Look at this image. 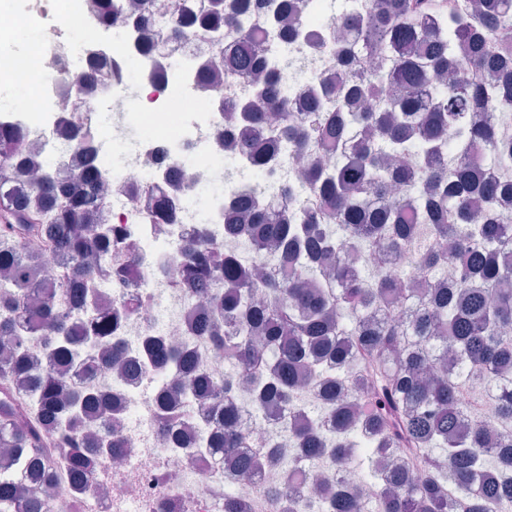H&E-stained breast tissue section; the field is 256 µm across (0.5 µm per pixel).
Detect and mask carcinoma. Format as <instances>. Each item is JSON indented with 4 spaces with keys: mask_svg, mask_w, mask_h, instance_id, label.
<instances>
[{
    "mask_svg": "<svg viewBox=\"0 0 512 512\" xmlns=\"http://www.w3.org/2000/svg\"><path fill=\"white\" fill-rule=\"evenodd\" d=\"M257 2L273 9L275 22L296 16L279 55L264 56L251 0H207L189 15L180 0H167L164 14L178 18V34L235 32L233 55L215 45L211 64L254 77L250 92L224 101V110L250 128L243 146L256 162L267 159L272 115L297 151L320 139L335 161L309 164L300 198L280 186L293 207L288 223L270 222L250 203L232 209L225 226L272 254L264 275L202 239L188 243L174 283L207 301L193 333L249 380L257 420L272 405L307 406L298 399L301 381L318 383L322 404L310 405L312 419L287 429L286 439L311 468L325 457H351L358 483L380 484L382 512L512 506V427L489 447L492 422L464 424L463 401L469 375L480 372L499 400V419L512 420V338L502 334L512 328V290L504 287L512 268L495 262L512 250V234L495 215L496 202L512 197V176L481 177L492 159L512 166V142L498 139L489 118L512 102V48L500 42L512 27V0H473L463 11L435 0H372L366 18L336 9L329 25L354 36L336 45V62L357 68L336 92L309 84L325 53L305 28L321 12L318 0ZM282 69L307 85L312 107L300 127L275 88ZM488 69L497 72L493 82L483 78ZM358 131L362 142L348 147ZM23 140L19 128L0 123V344L9 346L0 354V448L15 463L0 472V512H80L92 455L121 445L110 429L86 431L90 418H107L112 408L96 391L33 367L25 334H41L57 365L81 348L97 351L106 368L125 364L112 324L128 305L100 314L94 285L123 278L126 266L112 257V227L88 224L102 202L90 139L77 143L87 161L77 181L47 171L35 183L22 179L30 173ZM473 195L483 197V211L471 209ZM386 248L418 256L426 272L450 264L466 271L420 292L401 269L372 272L353 259ZM47 256L55 265L48 285L34 275ZM146 349L178 368L175 387L187 398L232 383L160 340ZM347 375L356 388L372 385L371 396L361 401L347 390ZM178 415L176 397L162 398V424L175 427ZM245 440L229 410L203 443L232 452ZM267 462L288 465V483L267 490L288 512H361L354 487L328 486L301 500L294 477L304 482L307 474L285 463L283 448L273 446Z\"/></svg>",
    "mask_w": 512,
    "mask_h": 512,
    "instance_id": "1",
    "label": "carcinoma"
}]
</instances>
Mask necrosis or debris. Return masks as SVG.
Listing matches in <instances>:
<instances>
[{
	"mask_svg": "<svg viewBox=\"0 0 512 512\" xmlns=\"http://www.w3.org/2000/svg\"><path fill=\"white\" fill-rule=\"evenodd\" d=\"M115 2L120 10L112 24L125 30L124 43L104 40L103 26L94 21L97 0H84L80 14L61 15L54 58H47L42 42L12 58L13 79L28 86L31 95L18 110L1 116L0 123L23 129L39 147L40 166L66 175L83 170V155L70 142L77 128L89 129L96 169L108 189L100 221L112 228L114 251L135 258L127 282L103 283L98 303L116 306L128 291L138 293L140 308L124 317L116 336L128 355L140 358V365L118 375L87 352L64 370L68 383L84 381L109 395L112 417L120 423L122 446L118 454L96 456L95 480L82 498V512H214L213 492L224 486V475L232 469L230 457L199 448L205 418L197 411L178 421L179 447L165 441L158 400L173 392L174 375L144 359L145 342L154 338L188 347L200 369L226 374L223 353L190 332L199 315L196 302L169 280L182 245L197 235L245 263H258L250 240L225 237L224 213L236 201L254 196L268 216L280 217L285 197L262 187L282 180L293 154L277 139L268 161L259 165L236 147L239 133L225 135L223 88L235 79L209 82L210 35L176 37L156 15L139 22L127 9L129 0ZM73 28L85 35L78 53L65 38ZM133 58L144 74L136 84L126 79ZM118 146L123 154L116 168L112 152ZM189 158L194 161L190 167L185 164ZM235 170L247 171V178H232ZM201 185L221 188L203 214L193 203ZM224 405L239 414L256 451L279 437L283 424L302 418L299 409H277L255 421L253 394L243 384L225 395ZM282 480V469L263 465L234 491L251 504V512H282V504L264 494L268 484Z\"/></svg>",
	"mask_w": 512,
	"mask_h": 512,
	"instance_id": "1",
	"label": "necrosis or debris"
}]
</instances>
